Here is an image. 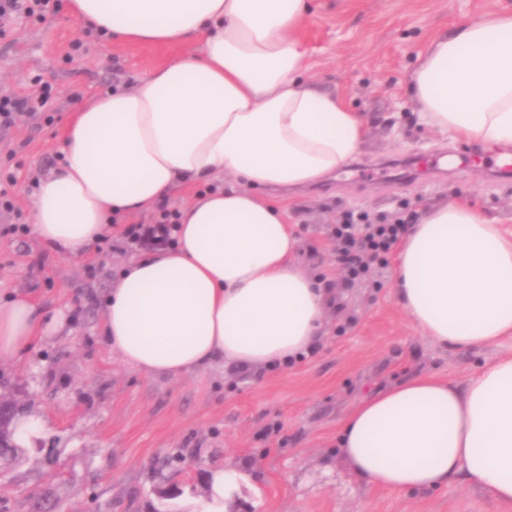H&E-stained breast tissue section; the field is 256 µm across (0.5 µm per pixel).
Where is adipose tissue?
I'll list each match as a JSON object with an SVG mask.
<instances>
[{
    "instance_id": "ef3b65f1",
    "label": "adipose tissue",
    "mask_w": 512,
    "mask_h": 512,
    "mask_svg": "<svg viewBox=\"0 0 512 512\" xmlns=\"http://www.w3.org/2000/svg\"><path fill=\"white\" fill-rule=\"evenodd\" d=\"M103 38L187 52L77 109L60 167L35 189L34 231L84 257L127 215L176 191L172 244L132 256L105 297L102 335L147 375L223 360L274 368L315 351L331 293L300 265L285 203L340 171L367 127L305 79L298 36L312 0H68ZM419 117L443 135L512 151V13L434 37L408 78ZM413 325L456 350L512 339V237L464 202L424 206L394 270ZM65 323L32 299L0 301V364ZM340 454L370 488L422 492L463 476L512 512V352L465 382L408 378L343 420Z\"/></svg>"
}]
</instances>
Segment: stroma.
Returning <instances> with one entry per match:
<instances>
[{"instance_id":"1","label":"stroma","mask_w":512,"mask_h":512,"mask_svg":"<svg viewBox=\"0 0 512 512\" xmlns=\"http://www.w3.org/2000/svg\"><path fill=\"white\" fill-rule=\"evenodd\" d=\"M45 20L22 19L0 37V94L26 93L41 79L46 109L0 127V174L17 182L16 214L0 211V297L66 304V323L18 364L0 366V396L21 401L43 429L7 473L0 512H28L50 490L65 512H203L207 472L236 466L250 481L224 512H498L463 477L406 493L370 489L348 471L337 447L342 421L366 394L406 377L458 382L495 359L499 348L444 349L412 325L384 269L383 285L342 287L328 229L346 211L392 215L465 200L512 229V182L497 150L422 125L408 92L418 54L436 34L501 12L512 0H315L300 35L313 87L364 115L356 158L290 204L301 236L300 263L331 276L336 304L315 355L277 369L223 363L180 377L146 375L125 364L101 334L103 301L122 263L139 252L121 231L81 260L54 256L30 231L35 184L59 163L75 109L184 54L178 43L100 39L54 0ZM444 159V173L390 178L388 166ZM183 449L185 472L156 467ZM179 483L161 498L156 488Z\"/></svg>"}]
</instances>
